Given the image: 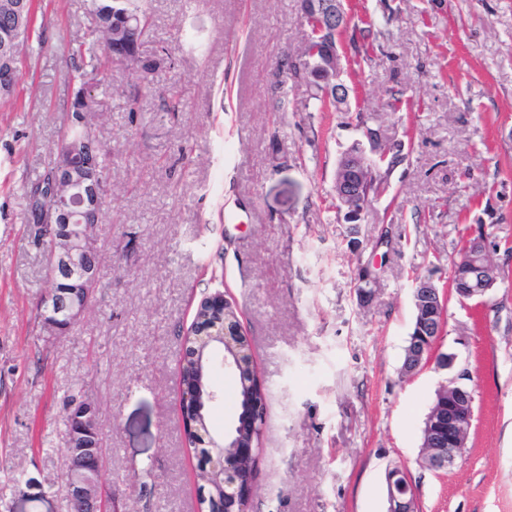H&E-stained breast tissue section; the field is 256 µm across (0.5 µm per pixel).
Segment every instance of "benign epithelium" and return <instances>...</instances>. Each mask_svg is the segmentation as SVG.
I'll list each match as a JSON object with an SVG mask.
<instances>
[{
  "instance_id": "1",
  "label": "benign epithelium",
  "mask_w": 512,
  "mask_h": 512,
  "mask_svg": "<svg viewBox=\"0 0 512 512\" xmlns=\"http://www.w3.org/2000/svg\"><path fill=\"white\" fill-rule=\"evenodd\" d=\"M302 17L313 31L317 47L309 54L296 58L289 69L288 79L303 82L335 101L347 104L348 91L340 82V56L336 50V29L347 16L342 0H307ZM122 58L128 69L143 74L148 64L141 53L142 37L138 27ZM22 35V11L0 22V94L14 90L18 61L11 46ZM83 107L69 113L67 127L70 140L57 152L51 172L50 202L45 207L44 223L36 226L38 240H48L50 247V288L39 304V316L48 333L57 339L66 336L86 312L98 282L100 254L94 238V227L106 198L105 179L98 165L99 146L91 136L90 101L81 95ZM374 161L361 146L345 152L336 167L334 192L339 209L346 221L354 224L365 210L364 188L367 174ZM460 301L482 300L497 284L495 267L489 258L484 236L471 237L467 257L456 273ZM412 299L417 309L415 335L405 347L401 373L412 376L432 358V350L442 334L444 303L439 288L430 278L416 281ZM215 307L213 314L221 320L201 331H194L192 359L205 372L210 354L216 347L224 351V364L239 366L252 359L250 343L240 326L228 323L224 313L230 302L222 292L204 298ZM449 374L441 385L424 418L421 458L435 472L451 470L461 458L474 419V397L463 384L469 372L457 364V355L445 352L436 363ZM216 392L204 384L179 386L181 422L195 423L188 428L193 440L207 437L210 451L209 467L198 474L206 489L210 477L222 479L223 494L215 512H247L252 487L235 477L238 466L257 453V446L242 437L228 433L218 438L210 435L206 424L209 404ZM68 431L65 433L67 459L72 462L64 487L70 512H108L106 490L110 485L103 467V448L96 427V410L85 399L74 400L67 409ZM388 512H419L414 489L406 471L396 466L387 473Z\"/></svg>"
}]
</instances>
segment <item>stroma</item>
<instances>
[{"label":"stroma","instance_id":"1","mask_svg":"<svg viewBox=\"0 0 512 512\" xmlns=\"http://www.w3.org/2000/svg\"><path fill=\"white\" fill-rule=\"evenodd\" d=\"M344 6L349 109L323 112L305 85L278 87L280 62L309 34L297 0H147L154 85L120 64L106 73L92 117L112 151L94 233L102 269L88 310L56 340L39 318L48 281L26 187L55 157L71 58L93 18L88 0H34L30 48L0 99V512H69L62 418L76 392L98 408L116 512H199L178 419V331L217 291L267 389L252 512H387L396 465L420 512H512V0ZM173 83L182 101L170 114ZM367 127L400 152L379 168L386 192L350 224L334 175ZM478 234L509 276L463 303L450 268ZM418 276L444 298L436 349L457 353L475 400L447 473L420 463L447 375L432 363L400 372ZM213 381L211 423L224 432L237 380L219 368Z\"/></svg>","mask_w":512,"mask_h":512}]
</instances>
